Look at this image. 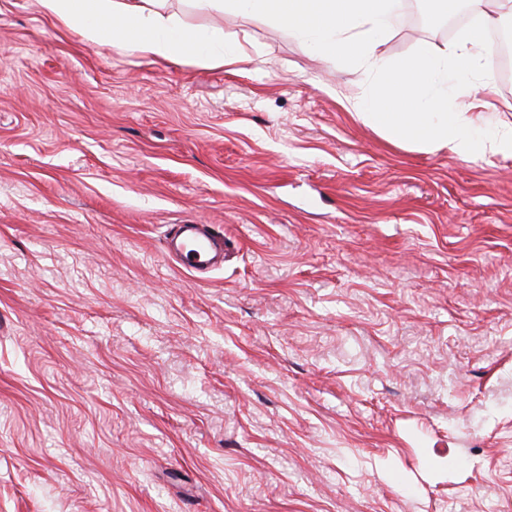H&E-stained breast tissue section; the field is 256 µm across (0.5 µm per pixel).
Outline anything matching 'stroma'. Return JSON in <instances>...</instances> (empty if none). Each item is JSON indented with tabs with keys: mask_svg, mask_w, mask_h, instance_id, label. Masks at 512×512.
Returning <instances> with one entry per match:
<instances>
[{
	"mask_svg": "<svg viewBox=\"0 0 512 512\" xmlns=\"http://www.w3.org/2000/svg\"><path fill=\"white\" fill-rule=\"evenodd\" d=\"M465 2L401 0L381 53L460 44ZM169 7L248 61L0 0V512H512V154L396 143L356 64ZM489 77L455 108L511 122ZM180 224L223 263L173 260Z\"/></svg>",
	"mask_w": 512,
	"mask_h": 512,
	"instance_id": "stroma-1",
	"label": "stroma"
}]
</instances>
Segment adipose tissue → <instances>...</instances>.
Segmentation results:
<instances>
[{"mask_svg":"<svg viewBox=\"0 0 512 512\" xmlns=\"http://www.w3.org/2000/svg\"><path fill=\"white\" fill-rule=\"evenodd\" d=\"M167 0H38L43 13L80 33L92 45L127 48L158 60L192 56L226 65L240 62L241 46L228 45L214 26L190 31ZM200 13L261 16L336 60L356 62L370 83L347 106L391 139L426 151L445 149L462 159L512 154V123L486 127L466 112L448 109V90L488 66L480 32L453 48H420L388 64L379 50L399 22L400 0H190Z\"/></svg>","mask_w":512,"mask_h":512,"instance_id":"ef3b65f1","label":"adipose tissue"}]
</instances>
